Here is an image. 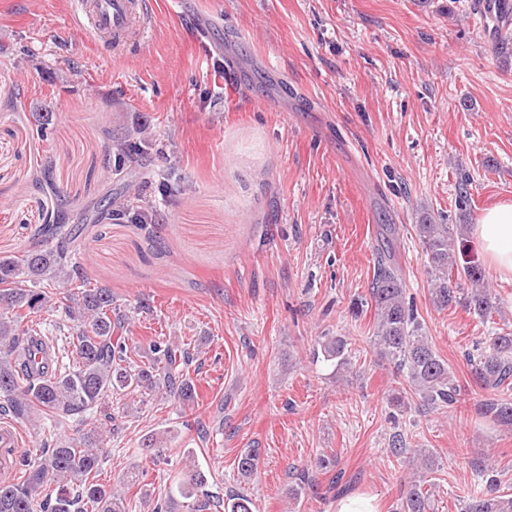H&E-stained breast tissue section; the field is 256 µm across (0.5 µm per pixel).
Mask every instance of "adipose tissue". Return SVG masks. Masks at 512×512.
Wrapping results in <instances>:
<instances>
[{"label":"adipose tissue","instance_id":"1","mask_svg":"<svg viewBox=\"0 0 512 512\" xmlns=\"http://www.w3.org/2000/svg\"><path fill=\"white\" fill-rule=\"evenodd\" d=\"M472 234L485 258L503 277H512V202L487 208Z\"/></svg>","mask_w":512,"mask_h":512}]
</instances>
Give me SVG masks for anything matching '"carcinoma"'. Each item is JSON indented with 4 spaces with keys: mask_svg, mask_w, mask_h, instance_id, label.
Returning <instances> with one entry per match:
<instances>
[{
    "mask_svg": "<svg viewBox=\"0 0 512 512\" xmlns=\"http://www.w3.org/2000/svg\"><path fill=\"white\" fill-rule=\"evenodd\" d=\"M82 215L58 208L52 220L38 231L36 246L22 254L0 258V415L23 426L41 419L65 421L101 409L100 422L78 440L50 437L39 444L40 453L19 461L22 478L0 483V512H126L122 492L97 481L106 453L107 435L118 431L117 416L102 408L110 396L140 394L167 402L181 414L195 408L199 398L190 377L193 354L178 341L158 338L150 343L152 357L145 365L128 362V339L120 334L128 316L115 304L112 289L88 286L76 244ZM466 228H450L424 216L415 225L428 260L433 282L432 299L445 309L462 304L482 319L500 310V300L484 287L482 268L456 259L454 238ZM468 287H462V284ZM375 308L370 345L375 354L393 366L404 380L395 402L400 408L416 395L422 405L435 410L460 402L463 387L434 350L413 302L407 298L405 279L394 256L377 252L371 288ZM46 310L63 315L76 333L75 364L46 375L38 370L28 343L41 330L29 313ZM347 341L326 336L321 342L326 360L348 364ZM467 364L476 386L486 394L482 414L499 425L512 427V333H498L483 348L467 353ZM390 453L414 470L403 496L400 512H430L428 478L438 472L437 456L426 448H412L401 434L393 435ZM260 463V452L250 448L238 460V474L250 479ZM480 489L462 500L461 512H512V493L501 488L494 467H478ZM208 478L187 451L186 466L176 496L153 504L152 512H174L175 497L192 500V510L205 505L200 493ZM312 480L302 472L288 486V499L302 497ZM224 512H253L252 499L243 493L227 496Z\"/></svg>",
    "mask_w": 512,
    "mask_h": 512,
    "instance_id": "cac0c4a2",
    "label": "carcinoma"
}]
</instances>
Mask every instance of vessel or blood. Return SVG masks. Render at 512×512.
<instances>
[{
	"label": "vessel or blood",
	"mask_w": 512,
	"mask_h": 512,
	"mask_svg": "<svg viewBox=\"0 0 512 512\" xmlns=\"http://www.w3.org/2000/svg\"><path fill=\"white\" fill-rule=\"evenodd\" d=\"M70 7L73 18L85 19L116 47L131 38L145 41L153 18L151 0H70ZM479 9L495 25L512 22V0H480Z\"/></svg>",
	"instance_id": "vessel-or-blood-1"
}]
</instances>
